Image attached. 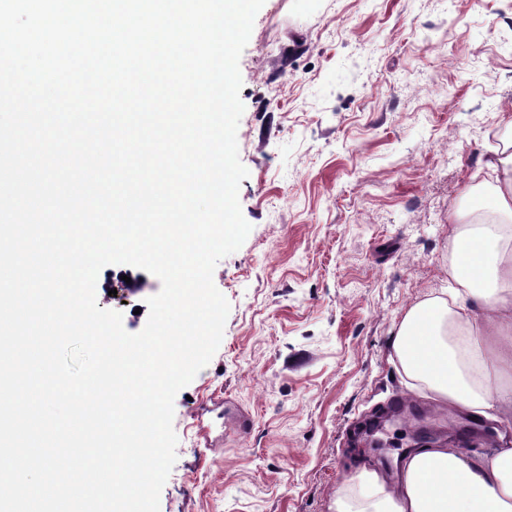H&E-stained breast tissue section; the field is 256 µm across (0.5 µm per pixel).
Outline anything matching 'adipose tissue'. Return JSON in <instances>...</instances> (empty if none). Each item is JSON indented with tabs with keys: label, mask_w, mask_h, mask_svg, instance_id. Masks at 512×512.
Instances as JSON below:
<instances>
[{
	"label": "adipose tissue",
	"mask_w": 512,
	"mask_h": 512,
	"mask_svg": "<svg viewBox=\"0 0 512 512\" xmlns=\"http://www.w3.org/2000/svg\"><path fill=\"white\" fill-rule=\"evenodd\" d=\"M487 152L489 197L452 214L450 296L425 297L403 311L391 347L404 374L442 403L476 419H495L512 397V115L501 118ZM353 492L337 490L329 512H512V443L473 457L440 441L413 451L398 482L362 469Z\"/></svg>",
	"instance_id": "adipose-tissue-1"
}]
</instances>
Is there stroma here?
<instances>
[{
    "label": "stroma",
    "mask_w": 512,
    "mask_h": 512,
    "mask_svg": "<svg viewBox=\"0 0 512 512\" xmlns=\"http://www.w3.org/2000/svg\"><path fill=\"white\" fill-rule=\"evenodd\" d=\"M510 41L512 0H265L239 60L252 229L214 270L230 312L174 399L159 512H328L362 466L396 482L419 425L444 439L464 424L408 384L390 343L403 309L451 284L448 217L512 113ZM121 275L148 286L115 298ZM160 289L116 264L96 300L135 334ZM224 400L247 434L224 431Z\"/></svg>",
    "instance_id": "1"
}]
</instances>
